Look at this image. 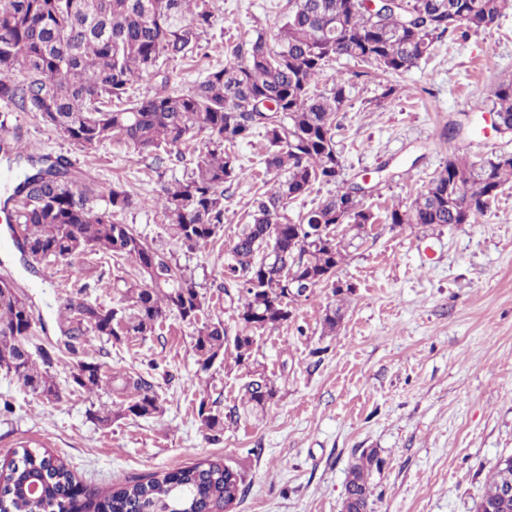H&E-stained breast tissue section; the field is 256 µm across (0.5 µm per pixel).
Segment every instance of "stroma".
<instances>
[{
	"label": "stroma",
	"instance_id": "stroma-1",
	"mask_svg": "<svg viewBox=\"0 0 512 512\" xmlns=\"http://www.w3.org/2000/svg\"><path fill=\"white\" fill-rule=\"evenodd\" d=\"M288 0H214V24L199 46L144 77L136 90H185L224 64L244 32L272 34ZM353 59H340L321 77L331 90L346 79L348 100L336 117L334 140L341 179L368 175L364 203L377 215L374 230L350 249L337 280L353 291L337 297L315 288L298 300L287 323L263 332L258 362L277 388L263 420L226 423L220 441L207 439L196 416L201 394L226 415L237 404L245 370L214 367L195 375L193 326L168 317L149 336L75 356L154 381L159 410L148 418L98 420L118 396L79 392L67 363L53 374L59 401L32 393L0 371V466L14 450L41 448L62 459L85 486L160 476L218 461L246 472L233 512H341L346 469L358 448L377 450L372 512H473L500 455L512 454V186H505L477 224H389L450 156L480 163L512 153V135L498 133L491 99L512 80V10L492 28L468 37L447 33L410 71L374 77ZM32 153L67 158L108 204L114 186L138 204L122 214L153 247L175 252L147 200L163 182L185 177L206 137L181 145V161L156 157L114 141L86 153L32 113L10 112ZM458 133L448 137V125ZM266 141L254 134L240 155L247 175L224 192V226L196 253L181 256L205 286L208 316L236 326L224 304V263L247 221ZM0 275L10 277L46 327L42 343L60 340L61 308L80 298L106 308L120 298L115 278H137L127 263L88 253L28 268L0 212ZM342 305L335 334L322 333L329 308Z\"/></svg>",
	"mask_w": 512,
	"mask_h": 512
}]
</instances>
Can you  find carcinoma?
<instances>
[{"instance_id":"1","label":"carcinoma","mask_w":512,"mask_h":512,"mask_svg":"<svg viewBox=\"0 0 512 512\" xmlns=\"http://www.w3.org/2000/svg\"><path fill=\"white\" fill-rule=\"evenodd\" d=\"M288 14L272 37L262 33L229 50L224 66L186 91L128 93L138 80L197 47L212 25L210 0H0V101L32 112L46 126L93 153L114 139L141 152L177 147L199 133L208 141L190 173L161 186L145 200L186 254L212 242L224 224V186L240 181L245 169L236 149L260 130L266 140L262 164L273 188L256 194L249 222L230 246L224 265V295L238 329L205 319L207 297L194 273L174 255L159 252L137 230L118 219L133 195L112 188L109 206L95 210L97 185L81 178L64 157H35L0 113V156L15 172L12 234L33 263L86 253L134 266L137 280L117 277L120 303L112 308L69 301L59 318L65 347L93 346L152 334L171 315L196 327L197 372L224 363L233 346L236 367H247L257 333L287 322L301 291L336 283V271L361 233L328 238L321 226L340 216L353 224H374L365 206L362 181L341 182L336 192L301 216L284 222L288 204L315 185L338 183L340 160L333 128L346 100V81L318 89L324 72L341 58L362 63L377 76L401 74L430 54L448 31L478 34L491 28L508 0H407L381 4L373 12L362 0H288ZM23 75L16 81L14 76ZM492 111L512 122V81L494 92ZM512 183V154H498L480 166L452 156L411 205L387 215L400 224H476L491 201ZM342 308L327 311L323 333L336 332ZM35 315L0 277V370L17 377L47 401L59 399L51 370L60 361L52 349L32 343ZM72 382L89 396L105 388L124 396L113 403L123 416L145 418L158 409L151 381L142 375L105 370L78 361ZM274 382L258 371L242 388V409L265 411L275 397ZM197 417L212 441L224 434V417L201 397ZM381 459L364 449L350 463L342 512H371L372 472ZM512 467L496 460L480 501L488 512H512V500L497 490ZM67 466L47 451L24 448L0 470V512H224L241 496L238 479L218 462L184 466L161 477L119 480L111 490L75 489Z\"/></svg>"}]
</instances>
